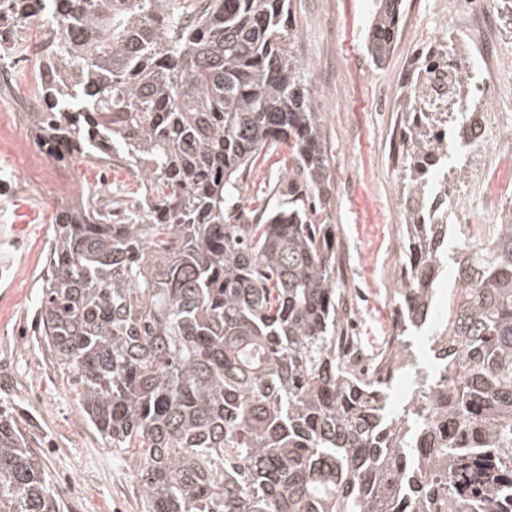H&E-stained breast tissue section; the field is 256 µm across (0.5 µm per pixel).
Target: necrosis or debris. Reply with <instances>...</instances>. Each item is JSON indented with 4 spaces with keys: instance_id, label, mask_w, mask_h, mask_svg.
Here are the masks:
<instances>
[{
    "instance_id": "necrosis-or-debris-1",
    "label": "necrosis or debris",
    "mask_w": 512,
    "mask_h": 512,
    "mask_svg": "<svg viewBox=\"0 0 512 512\" xmlns=\"http://www.w3.org/2000/svg\"><path fill=\"white\" fill-rule=\"evenodd\" d=\"M450 13L456 19L480 18L482 33L450 48L431 45L420 52L413 68L417 93L405 110L429 139L454 140L463 151L488 157L477 187L457 190L450 201L455 223L467 226L468 243L475 247L481 241L477 225L491 223L501 204L512 198V142L499 135L507 116L493 107L504 87L498 76L493 0H452ZM401 344L393 332L383 337L379 349H372L351 323L340 339V356L356 374L379 380L386 377L388 359Z\"/></svg>"
}]
</instances>
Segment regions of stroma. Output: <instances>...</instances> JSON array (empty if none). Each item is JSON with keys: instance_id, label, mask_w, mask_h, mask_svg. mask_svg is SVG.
I'll list each match as a JSON object with an SVG mask.
<instances>
[{"instance_id": "35a3bbf8", "label": "stroma", "mask_w": 512, "mask_h": 512, "mask_svg": "<svg viewBox=\"0 0 512 512\" xmlns=\"http://www.w3.org/2000/svg\"><path fill=\"white\" fill-rule=\"evenodd\" d=\"M448 0H403L402 25L386 64L372 63L366 40L375 0H291L289 48L317 105L331 158L323 215L336 233V279L358 291L361 336L385 335L397 284L391 270L405 260L404 222L396 165L402 127L397 113L377 106L382 94L404 104L401 78L425 38H437ZM12 85H0V406L12 407L39 455L64 512H141L142 491L111 444L78 409L70 381L38 333V294L49 271L52 221L60 207L94 190L135 192L128 166L76 159L66 193L50 180L52 158L28 129L38 90L23 60ZM281 154L266 153L241 184L260 209L281 179ZM26 225L15 233V225Z\"/></svg>"}]
</instances>
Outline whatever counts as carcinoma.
Listing matches in <instances>:
<instances>
[{"label":"carcinoma","instance_id":"carcinoma-1","mask_svg":"<svg viewBox=\"0 0 512 512\" xmlns=\"http://www.w3.org/2000/svg\"><path fill=\"white\" fill-rule=\"evenodd\" d=\"M289 0H0L39 23L52 80L28 129L137 176L55 220L39 332L87 421L139 483L143 512H512V206L473 257L448 224L402 225L400 334L438 319L408 399L338 356L330 161L283 28ZM402 0H376L381 66ZM403 191L431 190L448 144L406 129ZM285 148L276 206L241 204L263 148ZM0 512H61L19 420L0 408Z\"/></svg>","mask_w":512,"mask_h":512}]
</instances>
